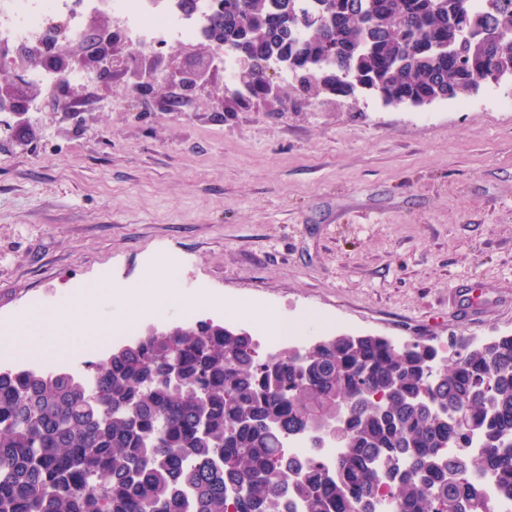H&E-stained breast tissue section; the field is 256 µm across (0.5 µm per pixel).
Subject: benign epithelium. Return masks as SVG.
I'll list each match as a JSON object with an SVG mask.
<instances>
[{
    "mask_svg": "<svg viewBox=\"0 0 512 512\" xmlns=\"http://www.w3.org/2000/svg\"><path fill=\"white\" fill-rule=\"evenodd\" d=\"M86 47L81 49L80 60L87 71L93 73L99 80L112 78L116 58L113 52L114 44L120 39V32L115 28L106 5L91 13L84 25ZM162 55L150 51L128 53L122 59L123 69L129 72L135 91L152 86L159 74L154 62ZM74 56L67 54V49L61 43L54 44L51 52L43 58L49 67L59 73L72 69ZM35 59L27 50L18 46L0 66L10 75V82L0 86V110L9 114V119L0 122V130L6 136L14 134L19 127L31 124V105L41 101L43 107L53 109L57 101L56 95H43V89L27 79V71ZM212 68V58L201 56L180 69L174 79L176 87L184 92H193L207 83Z\"/></svg>",
    "mask_w": 512,
    "mask_h": 512,
    "instance_id": "benign-epithelium-1",
    "label": "benign epithelium"
}]
</instances>
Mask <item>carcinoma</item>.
<instances>
[{"label":"carcinoma","instance_id":"carcinoma-1","mask_svg":"<svg viewBox=\"0 0 512 512\" xmlns=\"http://www.w3.org/2000/svg\"><path fill=\"white\" fill-rule=\"evenodd\" d=\"M209 33L249 57L235 100L291 57L313 97L390 105L512 77V0H223ZM448 347L337 335L261 356L199 321L83 374L0 371V512H491L512 502V335Z\"/></svg>","mask_w":512,"mask_h":512}]
</instances>
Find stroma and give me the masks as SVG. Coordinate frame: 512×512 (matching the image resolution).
<instances>
[{"label": "stroma", "instance_id": "stroma-1", "mask_svg": "<svg viewBox=\"0 0 512 512\" xmlns=\"http://www.w3.org/2000/svg\"><path fill=\"white\" fill-rule=\"evenodd\" d=\"M233 101L123 70L0 146V340L21 316L169 270L188 295L241 301L312 338L436 345L512 334V84L423 108L376 97ZM112 341L34 368L82 373Z\"/></svg>", "mask_w": 512, "mask_h": 512}]
</instances>
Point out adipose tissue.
I'll return each instance as SVG.
<instances>
[{"label": "adipose tissue", "instance_id": "obj_1", "mask_svg": "<svg viewBox=\"0 0 512 512\" xmlns=\"http://www.w3.org/2000/svg\"><path fill=\"white\" fill-rule=\"evenodd\" d=\"M111 301L117 304L113 315L101 317V307ZM174 306L205 309L209 302L202 297L183 295L164 276L142 288H123L99 280L91 283L86 295L68 300L52 312L33 311L25 315L5 350L25 357L61 354L82 342L101 340L136 324L144 315H165Z\"/></svg>", "mask_w": 512, "mask_h": 512}]
</instances>
